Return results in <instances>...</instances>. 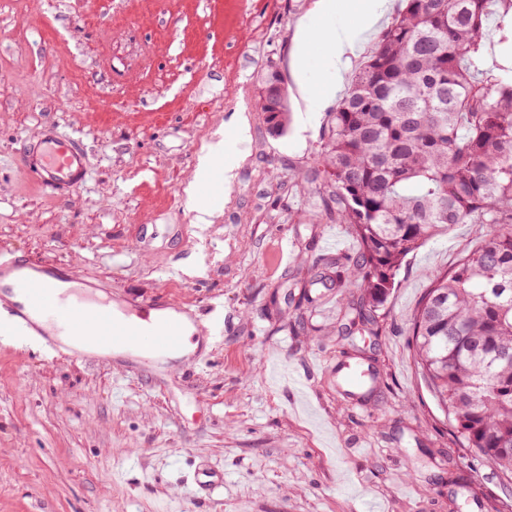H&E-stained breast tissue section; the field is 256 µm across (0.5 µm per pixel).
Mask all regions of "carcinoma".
<instances>
[{
    "instance_id": "cac0c4a2",
    "label": "carcinoma",
    "mask_w": 512,
    "mask_h": 512,
    "mask_svg": "<svg viewBox=\"0 0 512 512\" xmlns=\"http://www.w3.org/2000/svg\"><path fill=\"white\" fill-rule=\"evenodd\" d=\"M323 133L322 212L359 241L328 260L369 331L406 257L455 224H482L478 246L433 277L409 348L450 433L512 495V75L487 64L484 23L512 25V0H403ZM274 134L280 96L260 95Z\"/></svg>"
}]
</instances>
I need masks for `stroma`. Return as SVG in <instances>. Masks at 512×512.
Wrapping results in <instances>:
<instances>
[{
	"label": "stroma",
	"instance_id": "stroma-1",
	"mask_svg": "<svg viewBox=\"0 0 512 512\" xmlns=\"http://www.w3.org/2000/svg\"><path fill=\"white\" fill-rule=\"evenodd\" d=\"M317 2L0 0V257L189 307L210 337L191 371L153 374L0 337V512H496V472L449 435L407 335L430 276L481 228L409 255L374 334L346 331L342 294L315 281L318 257L359 248L311 221L331 113L303 95L329 75L314 61L298 85L294 36L356 20ZM273 68L279 136L257 109ZM48 123L89 161L65 194L22 164ZM220 137L243 158L198 224L185 188ZM349 358L374 377L355 403L336 384ZM196 471L224 483L204 492Z\"/></svg>",
	"mask_w": 512,
	"mask_h": 512
}]
</instances>
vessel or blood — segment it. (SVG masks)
<instances>
[{
    "instance_id": "1",
    "label": "vessel or blood",
    "mask_w": 512,
    "mask_h": 512,
    "mask_svg": "<svg viewBox=\"0 0 512 512\" xmlns=\"http://www.w3.org/2000/svg\"><path fill=\"white\" fill-rule=\"evenodd\" d=\"M25 169L40 182L60 191L81 185L87 178L85 153L78 140L44 127L40 138L24 155ZM62 274L12 260L0 262V290L18 296L9 317L28 335L43 337L55 348L58 336H83L84 346L107 347L131 352L130 368L152 370L166 354L183 346L184 328L194 312L184 306L143 303L136 309L117 313L111 300L89 290L76 299L55 298Z\"/></svg>"
}]
</instances>
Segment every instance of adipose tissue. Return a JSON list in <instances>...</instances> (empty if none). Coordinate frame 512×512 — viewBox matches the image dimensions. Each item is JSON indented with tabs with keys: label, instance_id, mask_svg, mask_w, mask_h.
<instances>
[{
	"label": "adipose tissue",
	"instance_id": "obj_1",
	"mask_svg": "<svg viewBox=\"0 0 512 512\" xmlns=\"http://www.w3.org/2000/svg\"><path fill=\"white\" fill-rule=\"evenodd\" d=\"M361 13L358 22L351 25H330L319 28L303 29L298 35L296 67L298 72H305L307 55L312 45L319 44L324 48L322 65L326 71L332 72L334 81L326 83L321 94L309 97L306 109L320 112L340 89V81L349 62V56L355 50L362 33L377 23L381 16L384 0H359ZM236 162L226 157L224 143L210 145L198 160L197 168L189 183L192 208L196 213V221L200 224L209 223L212 211L204 189L208 186L216 172H223L225 186H232L235 177Z\"/></svg>",
	"mask_w": 512,
	"mask_h": 512
}]
</instances>
